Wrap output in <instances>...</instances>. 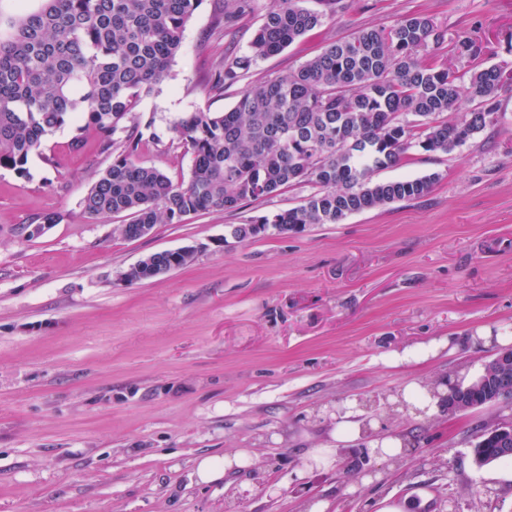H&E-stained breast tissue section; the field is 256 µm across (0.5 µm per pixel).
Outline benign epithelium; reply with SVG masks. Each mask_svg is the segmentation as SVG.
Here are the masks:
<instances>
[{
	"label": "benign epithelium",
	"mask_w": 512,
	"mask_h": 512,
	"mask_svg": "<svg viewBox=\"0 0 512 512\" xmlns=\"http://www.w3.org/2000/svg\"><path fill=\"white\" fill-rule=\"evenodd\" d=\"M512 348L497 353L483 367L482 375L466 387H457L446 406L448 413L457 414L472 409L474 394H481V404L492 405L512 396ZM480 438H488L508 451L512 449V425L502 424L484 430Z\"/></svg>",
	"instance_id": "7a95c632"
}]
</instances>
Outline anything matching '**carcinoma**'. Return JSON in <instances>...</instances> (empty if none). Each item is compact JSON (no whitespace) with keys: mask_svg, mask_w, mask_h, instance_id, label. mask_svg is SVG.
<instances>
[{"mask_svg":"<svg viewBox=\"0 0 512 512\" xmlns=\"http://www.w3.org/2000/svg\"><path fill=\"white\" fill-rule=\"evenodd\" d=\"M34 11L0 15V168L25 177L31 154L46 137L79 120L96 134L112 164L87 189L83 215L123 214L129 224H180L193 213L233 209L306 183L314 192L299 205L264 215L279 234L310 224H336L348 215L428 195L436 175L376 181L375 170L398 165L412 145L450 153L475 134L499 125L497 97L512 72L484 63V47L460 31L451 50L469 60L470 79L440 63L447 32L427 15H407L387 28H359L326 43L298 69L246 91L225 112H191L172 124L190 154L187 182L135 160L160 142L154 119L135 113L143 94L160 82L181 49L185 26L202 0H40ZM214 25L236 24L253 0H228ZM315 12L298 0H271L251 41V53L224 64L210 89L224 91L253 61L274 55L347 8L323 0ZM478 100L454 121L449 112L463 92ZM193 257L166 250L131 267L128 283L151 278L153 266L173 269ZM474 456L512 461L491 442Z\"/></svg>","mask_w":512,"mask_h":512,"instance_id":"cac0c4a2","label":"carcinoma"}]
</instances>
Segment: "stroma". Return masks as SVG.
<instances>
[{
  "label": "stroma",
  "instance_id": "obj_1",
  "mask_svg": "<svg viewBox=\"0 0 512 512\" xmlns=\"http://www.w3.org/2000/svg\"><path fill=\"white\" fill-rule=\"evenodd\" d=\"M305 38L210 92L224 59L246 55L270 0L228 33L224 0H202L167 76L137 106L161 142L137 160L188 181L191 159L169 126L222 112L255 85L297 69L359 27L425 14L486 45L512 68V0H347ZM503 119L450 153L410 148L381 181L436 175L420 199L240 241L233 226L300 204L297 184L236 210L159 224L138 239L119 218L91 221L80 200L112 163L74 125L49 135L28 176L0 168V512H512V462L477 466L487 427L512 422V400L454 415L413 411L411 383L478 376L512 336V85ZM62 213L28 237L44 212ZM192 247L190 264L133 284L147 256ZM435 345L427 359L404 349ZM354 405L369 431L336 440ZM401 434L395 457L371 449ZM246 452L205 484L203 457Z\"/></svg>",
  "mask_w": 512,
  "mask_h": 512
}]
</instances>
